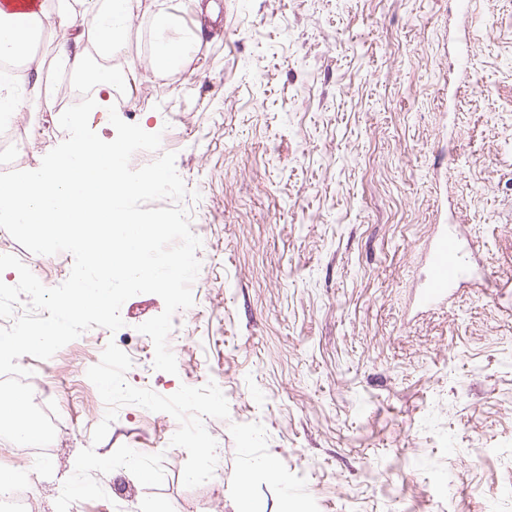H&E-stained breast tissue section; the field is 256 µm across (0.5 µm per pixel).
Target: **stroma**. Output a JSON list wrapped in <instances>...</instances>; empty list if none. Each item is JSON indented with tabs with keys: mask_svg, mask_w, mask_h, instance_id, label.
I'll use <instances>...</instances> for the list:
<instances>
[{
	"mask_svg": "<svg viewBox=\"0 0 512 512\" xmlns=\"http://www.w3.org/2000/svg\"><path fill=\"white\" fill-rule=\"evenodd\" d=\"M138 0L125 52L135 84L97 98L144 131L187 194L202 245L193 305L168 336L177 374L140 354L125 375L168 396L215 382L213 477L185 487L173 416L105 405L87 377L108 342L89 329L37 368L59 423L52 477L0 441L55 512L80 450L163 454L165 477L97 474L106 496L68 512H512V0ZM165 5L198 44L182 69L150 65ZM470 57V68L461 60ZM75 89L56 71L39 108L0 125V172L38 168L67 139ZM454 224L474 277L445 305L416 304L434 225Z\"/></svg>",
	"mask_w": 512,
	"mask_h": 512,
	"instance_id": "35a3bbf8",
	"label": "stroma"
}]
</instances>
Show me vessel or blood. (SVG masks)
<instances>
[{"label":"vessel or blood","instance_id":"obj_1","mask_svg":"<svg viewBox=\"0 0 512 512\" xmlns=\"http://www.w3.org/2000/svg\"><path fill=\"white\" fill-rule=\"evenodd\" d=\"M425 267L418 304L431 309L447 302L456 286L471 273L466 249L453 226L437 227L426 253Z\"/></svg>","mask_w":512,"mask_h":512}]
</instances>
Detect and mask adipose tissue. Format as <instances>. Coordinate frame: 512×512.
Instances as JSON below:
<instances>
[{
    "mask_svg": "<svg viewBox=\"0 0 512 512\" xmlns=\"http://www.w3.org/2000/svg\"><path fill=\"white\" fill-rule=\"evenodd\" d=\"M133 7L134 0H61L57 5L52 0H6L0 8V60L42 71L36 47L49 26L58 35L55 61L72 76H82L91 54L109 61L124 50ZM155 20L160 36L154 43L153 69L182 67L194 49L193 34L175 31L166 12H158Z\"/></svg>",
    "mask_w": 512,
    "mask_h": 512,
    "instance_id": "1",
    "label": "adipose tissue"
}]
</instances>
